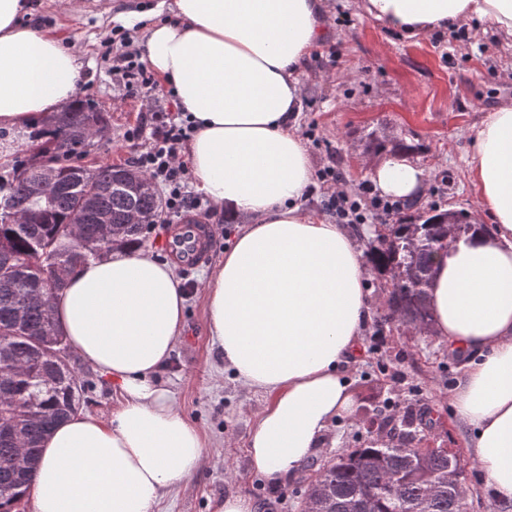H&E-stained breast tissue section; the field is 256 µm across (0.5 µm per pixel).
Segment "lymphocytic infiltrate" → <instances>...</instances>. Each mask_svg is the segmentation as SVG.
Wrapping results in <instances>:
<instances>
[{
    "mask_svg": "<svg viewBox=\"0 0 512 512\" xmlns=\"http://www.w3.org/2000/svg\"><path fill=\"white\" fill-rule=\"evenodd\" d=\"M100 48L105 57L111 58L113 70L121 74L126 86L150 102L145 123L129 128L124 135L125 141L137 150V166L163 189L169 214L178 217L186 212H203L206 205L192 190L186 170L178 160L194 132L192 124L169 111L168 99L160 94L153 73L142 61L140 50L119 44L114 36L104 38ZM326 206L335 211L336 221L340 224H362L370 216L387 224L396 220L401 212L398 204L372 197L371 189L366 185L356 195L343 190L333 191L326 198Z\"/></svg>",
    "mask_w": 512,
    "mask_h": 512,
    "instance_id": "obj_1",
    "label": "lymphocytic infiltrate"
}]
</instances>
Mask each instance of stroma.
I'll return each instance as SVG.
<instances>
[{
    "instance_id": "stroma-1",
    "label": "stroma",
    "mask_w": 512,
    "mask_h": 512,
    "mask_svg": "<svg viewBox=\"0 0 512 512\" xmlns=\"http://www.w3.org/2000/svg\"><path fill=\"white\" fill-rule=\"evenodd\" d=\"M32 23L53 29L81 63L82 96L109 117V134L87 157L88 166L132 163L125 131L142 123L148 104L127 92L120 74L100 49L112 33L127 34L133 47L144 45L142 22L117 21L129 11L159 10L161 0H32ZM331 38L318 44L300 77L298 133L310 152L313 170L335 165L343 187L358 192L367 178L361 166L370 158V133L386 132L417 144L411 158L430 174V189L420 210L470 212L475 200L469 164V133L494 108L512 102V53L495 35L465 24L450 35L408 40L385 31L364 16L356 0H328ZM206 222L214 232L207 259L194 268H176L180 281H196L187 295L183 327L169 363L159 378L175 396L180 411L205 434L208 458L192 476L166 492L159 512H216L225 497L252 498L258 512H296L303 478L273 486L255 475L246 454L249 430L268 397L247 392L211 345L202 283L224 256L239 227L221 212ZM383 336L381 354L371 351L374 333ZM363 354L347 374L352 401L391 398L403 407L430 411L440 418L435 445L466 450L470 433L456 419L449 397L463 375V362L444 344L406 330L377 331L367 322ZM80 374L88 387L79 410L105 418L120 402L111 383L88 368ZM356 416L332 420L317 460L365 440Z\"/></svg>"
}]
</instances>
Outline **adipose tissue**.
I'll use <instances>...</instances> for the list:
<instances>
[{
  "label": "adipose tissue",
  "instance_id": "ef3b65f1",
  "mask_svg": "<svg viewBox=\"0 0 512 512\" xmlns=\"http://www.w3.org/2000/svg\"><path fill=\"white\" fill-rule=\"evenodd\" d=\"M409 40L472 21L512 48V0H360ZM30 0H0V127L50 119L73 99L77 56L25 23ZM331 34L325 0H173L146 32L149 68L174 87L194 127L187 175L227 223L240 225L206 285L213 344L242 386L270 401L246 452L272 485L300 476L333 418L350 415L347 368L370 317L361 238L304 201L313 185L297 133L300 73ZM471 220L493 235L460 239L435 264L428 336L464 362L451 403L501 503L512 502V105L470 131ZM374 191L422 200L427 171L401 154L365 163ZM185 293L171 265L120 246L70 271L52 297L83 364L122 397L109 418L80 412L43 441L34 512H157L162 496L207 459L199 427L158 379L182 329Z\"/></svg>",
  "mask_w": 512,
  "mask_h": 512
}]
</instances>
